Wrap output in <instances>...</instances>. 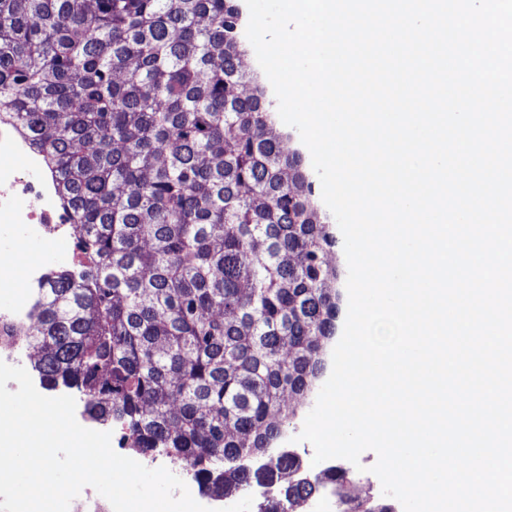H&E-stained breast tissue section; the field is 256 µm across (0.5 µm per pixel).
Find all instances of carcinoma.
Listing matches in <instances>:
<instances>
[{"instance_id":"obj_1","label":"carcinoma","mask_w":512,"mask_h":512,"mask_svg":"<svg viewBox=\"0 0 512 512\" xmlns=\"http://www.w3.org/2000/svg\"><path fill=\"white\" fill-rule=\"evenodd\" d=\"M234 0H0V122L50 172L79 267L49 279L29 344L128 447L199 492L292 512L317 477L268 446L335 330V240L246 65Z\"/></svg>"}]
</instances>
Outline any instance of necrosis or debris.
I'll return each instance as SVG.
<instances>
[{"instance_id": "1", "label": "necrosis or debris", "mask_w": 512, "mask_h": 512, "mask_svg": "<svg viewBox=\"0 0 512 512\" xmlns=\"http://www.w3.org/2000/svg\"><path fill=\"white\" fill-rule=\"evenodd\" d=\"M24 157V169L11 166L13 157ZM53 191L42 180V160L25 140L8 125H0V223L18 225L22 233L15 238L9 256L0 258V288L23 284L24 301L0 313V361H15L12 350L17 339L28 336L35 325L39 290L48 270L38 264L21 265L20 257L29 238L41 240L46 249H54L60 224L54 218Z\"/></svg>"}]
</instances>
